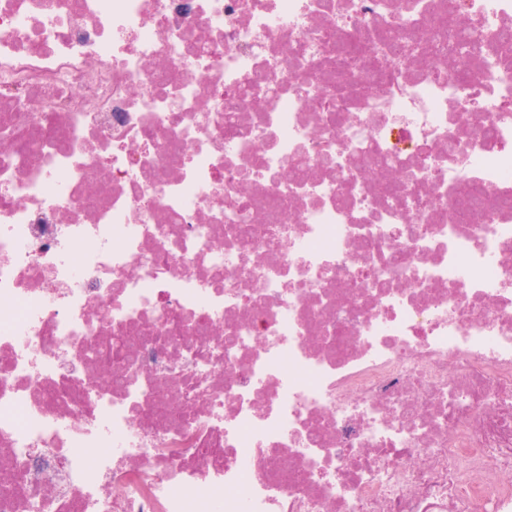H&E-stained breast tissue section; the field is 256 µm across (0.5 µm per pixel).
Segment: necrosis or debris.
Instances as JSON below:
<instances>
[{
    "mask_svg": "<svg viewBox=\"0 0 512 512\" xmlns=\"http://www.w3.org/2000/svg\"><path fill=\"white\" fill-rule=\"evenodd\" d=\"M450 24L474 56L399 51ZM511 31L0 0V512H512Z\"/></svg>",
    "mask_w": 512,
    "mask_h": 512,
    "instance_id": "4bbe7bcc",
    "label": "necrosis or debris"
}]
</instances>
